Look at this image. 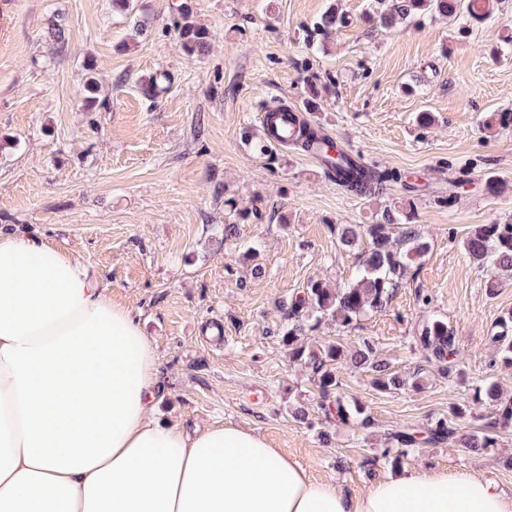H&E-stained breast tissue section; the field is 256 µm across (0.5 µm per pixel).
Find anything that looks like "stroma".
Here are the masks:
<instances>
[{"instance_id":"1","label":"stroma","mask_w":512,"mask_h":512,"mask_svg":"<svg viewBox=\"0 0 512 512\" xmlns=\"http://www.w3.org/2000/svg\"><path fill=\"white\" fill-rule=\"evenodd\" d=\"M0 0V229L52 239L80 257L129 306L153 340L163 390L158 418L188 428L234 424L262 435L310 475L357 494L393 473L377 456L386 434L425 428L471 399L486 377L512 396V367L491 366L487 337L512 312V280L461 242L475 224H512V0L484 22L415 14L384 27L377 0ZM211 35L187 54L171 27L175 5ZM337 5L347 25H317ZM66 30L65 43L51 36ZM142 26L134 35L133 26ZM167 70L157 99L142 86ZM94 76L98 103L83 84ZM345 149L401 173L356 196L310 155L274 146L254 154L263 109L288 103ZM426 112L430 126L416 118ZM412 210L430 249L389 306L349 327L326 323L320 341H372L393 371L421 372L422 389L379 393L365 370L341 375L343 398L364 406L367 429L327 421L307 371L277 330L283 306L309 280L350 282L358 252L340 224H376ZM237 227L225 239V225ZM430 296L419 304L417 289ZM456 332V374L441 377L413 346L423 322ZM305 407L312 426L294 422ZM376 458L363 467L364 458ZM512 428L474 455L453 444L418 449L411 466L467 468L512 490Z\"/></svg>"}]
</instances>
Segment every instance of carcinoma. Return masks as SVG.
Listing matches in <instances>:
<instances>
[{
	"label": "carcinoma",
	"mask_w": 512,
	"mask_h": 512,
	"mask_svg": "<svg viewBox=\"0 0 512 512\" xmlns=\"http://www.w3.org/2000/svg\"><path fill=\"white\" fill-rule=\"evenodd\" d=\"M383 6L385 10L381 20L385 24L395 14L407 17L423 7L450 18L460 12V0H385ZM177 14L180 20L175 22V28L184 49L189 53L204 51L210 33L192 25L183 9H177ZM289 119L298 125L299 136L295 144L303 151L321 149L335 154L333 158L326 157L325 174L346 191L367 195L387 181L402 179V175L395 170L380 171L358 162L342 150L332 136L295 115H290ZM382 219L383 222L379 224L364 227L356 224L336 227L340 245L360 248L358 275L341 288H331L319 279L308 281L305 288L288 302L285 312L288 326L280 332L281 343L288 350L289 360L311 373V379L318 389L319 408L342 424L363 429L371 426V420L359 403L350 405L337 393L339 369H367L373 372L372 385L380 392L397 391L408 386L421 387L424 383L421 372L407 377L392 371L388 360L378 356L374 344L369 340L347 350L335 342L315 345L309 341V333L319 329L325 320L347 327L368 313L386 307L395 290L407 283L412 266L427 254L429 243L414 225L402 227V242L395 246L392 231L400 221L389 211L383 214ZM462 246L477 264L493 270V275L486 282L489 292H494L502 280L512 278V224L475 225ZM413 340L440 375L446 377L452 373L459 353V338L446 321L435 318L428 320L418 329ZM488 343L494 354L491 365L500 361L512 364V313L495 323ZM475 402L493 407L492 421L486 425V429L461 433L460 421L471 413V407L457 405L449 417L438 419L423 431L410 425L387 433V445L380 449V456L398 466L411 451L423 445L453 442L474 454L495 446L493 430L512 426V398H503L497 383L486 379L476 388Z\"/></svg>",
	"instance_id": "carcinoma-1"
}]
</instances>
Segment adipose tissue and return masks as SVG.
Segmentation results:
<instances>
[{
  "label": "adipose tissue",
  "instance_id": "adipose-tissue-1",
  "mask_svg": "<svg viewBox=\"0 0 512 512\" xmlns=\"http://www.w3.org/2000/svg\"><path fill=\"white\" fill-rule=\"evenodd\" d=\"M152 341L79 257L0 230V512H512L470 470L349 496L257 433L155 416Z\"/></svg>",
  "mask_w": 512,
  "mask_h": 512
}]
</instances>
